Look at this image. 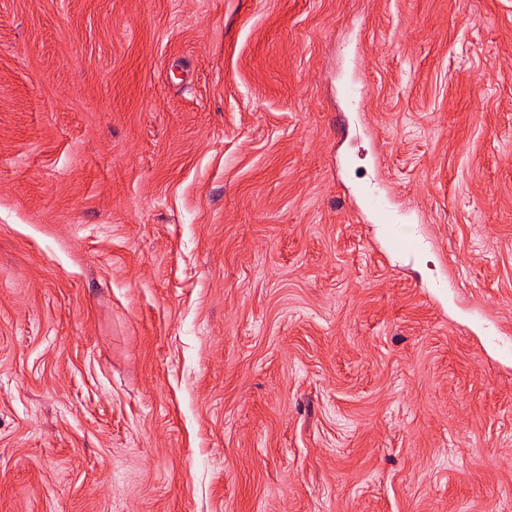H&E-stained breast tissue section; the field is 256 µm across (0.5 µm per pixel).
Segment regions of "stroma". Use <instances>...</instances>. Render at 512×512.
Wrapping results in <instances>:
<instances>
[{
    "label": "stroma",
    "mask_w": 512,
    "mask_h": 512,
    "mask_svg": "<svg viewBox=\"0 0 512 512\" xmlns=\"http://www.w3.org/2000/svg\"><path fill=\"white\" fill-rule=\"evenodd\" d=\"M0 512H512V0H0Z\"/></svg>",
    "instance_id": "35a3bbf8"
}]
</instances>
